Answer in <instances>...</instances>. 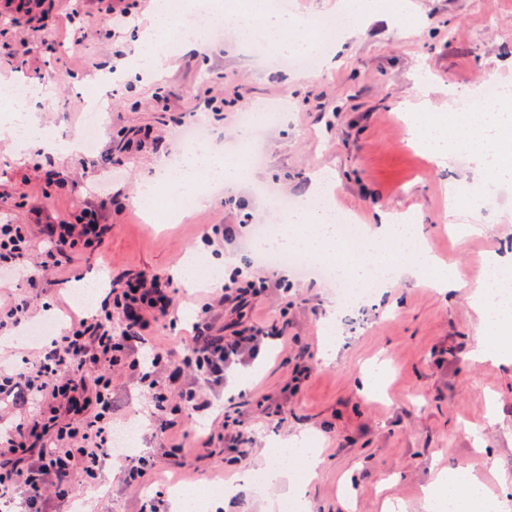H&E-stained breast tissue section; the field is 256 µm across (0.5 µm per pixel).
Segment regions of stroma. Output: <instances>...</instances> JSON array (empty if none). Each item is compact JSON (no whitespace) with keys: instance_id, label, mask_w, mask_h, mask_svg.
Returning <instances> with one entry per match:
<instances>
[{"instance_id":"stroma-1","label":"stroma","mask_w":512,"mask_h":512,"mask_svg":"<svg viewBox=\"0 0 512 512\" xmlns=\"http://www.w3.org/2000/svg\"><path fill=\"white\" fill-rule=\"evenodd\" d=\"M133 18L106 31L96 0H53L44 21L0 16V76L35 87L55 71L57 83L37 102L43 128L71 139L80 135L90 104L107 109L109 123L99 134L100 152L35 155L0 141V219L32 228L36 249H44L46 223L72 220L84 205L98 208L111 224L104 245L79 250L63 260L61 277L42 279L35 300L44 321L62 332L83 309L72 287L95 275L102 284L138 272L170 277L182 256L206 264L230 259L256 276L278 279L277 269L254 257L245 226L269 213L257 186L281 196L302 195L312 175L334 177L338 209L361 219L377 212L408 214L421 225L429 252L449 265L457 288L442 293L432 271L400 278L373 293L353 310L335 309L336 296L317 278L289 272L288 291L253 299L246 316L257 323L285 324L287 349L270 347L244 367L245 392L234 383H204L213 403L210 424L185 413L189 431L183 468L161 460L150 487L126 483L131 459L105 456L96 488L72 483L66 500L50 499L45 512H140L160 493L161 512H175V489L193 483H238L223 512H265L281 493L255 491L246 477L270 445L303 432L319 449L321 464L309 487L311 512H381L384 499L404 512H424L421 488L435 471L474 469L492 488L512 484V366L475 364L468 353L478 319L469 283L494 256L512 252V178L500 180V203L470 211L461 236L448 222V194L469 202L481 187L470 155L457 152L439 160L412 138L409 123L419 103L435 113L455 110L459 97L480 89L486 74L512 87V0H408L412 25L403 26L370 12L355 16L356 37L340 39L333 63L315 75L269 67L261 45L240 47L230 36L209 38L204 51L181 48L164 60L150 80L132 77L107 86L96 102L84 91L97 87L111 64H128L140 31L154 23L151 0H129ZM85 35L69 51L53 54L44 31L58 28L71 40L73 27ZM169 102H156L158 88ZM277 108L279 121L263 136L264 160L241 184L224 188L211 207L183 214L175 224H150L135 200L138 183L150 176L160 154L182 152L181 125L205 117L215 155L239 150L245 131L243 108ZM148 130L142 149L123 151L133 132ZM215 224H239L235 241L207 245ZM177 326L156 324V343L180 357L191 339L198 298L206 284L184 287L174 281ZM335 316L345 342L334 362L319 349L328 316ZM304 353L311 375L294 395L286 382ZM142 384L112 380V422H137L138 453H155L157 420ZM238 415L258 441L234 456L229 440L209 447L202 434L224 430L225 415Z\"/></svg>"}]
</instances>
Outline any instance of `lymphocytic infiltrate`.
<instances>
[{
  "mask_svg": "<svg viewBox=\"0 0 512 512\" xmlns=\"http://www.w3.org/2000/svg\"><path fill=\"white\" fill-rule=\"evenodd\" d=\"M109 231L97 212L81 210L73 221L52 225L51 246L35 265L28 225L0 224V269L12 271L29 263L27 282L37 285L39 269L58 266L59 256L74 250L99 249ZM268 288L266 280L234 269L222 293L202 303L193 343L180 362L155 351L152 367L159 377L149 383L148 395L163 414L161 448L158 457L139 458L128 469L129 484L148 483L158 459L175 463L182 459V412L209 407L196 380L223 382L234 365L257 357L267 339L283 338L284 329L252 323L227 336L209 333L215 307L243 314L253 297ZM173 308L174 297L160 276L142 272L118 278L98 313L72 320L62 335L33 348L21 364L0 368V396L22 393L38 407L0 434V494L18 496L21 512H43L47 493L64 495L72 478L88 483L97 479L100 459L112 442V374L141 375L137 347L145 343L152 325L171 315ZM112 319L123 323L121 332L106 328V321ZM173 394L180 399L174 407L168 404Z\"/></svg>",
  "mask_w": 512,
  "mask_h": 512,
  "instance_id": "obj_1",
  "label": "lymphocytic infiltrate"
}]
</instances>
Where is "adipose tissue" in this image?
Masks as SVG:
<instances>
[{
	"instance_id": "adipose-tissue-1",
	"label": "adipose tissue",
	"mask_w": 512,
	"mask_h": 512,
	"mask_svg": "<svg viewBox=\"0 0 512 512\" xmlns=\"http://www.w3.org/2000/svg\"><path fill=\"white\" fill-rule=\"evenodd\" d=\"M214 9L224 10V28L243 45L261 43L269 55L306 51L316 45L297 16L265 10L260 0L245 9H223L214 0ZM426 148L438 159L449 151L461 150L479 163L486 184L512 175V114L498 108L475 112H452L447 118L431 120L419 131ZM23 139L27 149L51 152L53 143L43 138L34 113L19 114L0 123V139ZM157 179H164L175 195H192L199 208H208L211 196L198 193L201 175L232 186L242 180L234 159H216L211 148L202 147L182 154L175 162L157 161ZM266 249L290 251L308 259L335 265L339 278L361 283L373 278L390 282L398 276L416 277L430 262L418 225L399 223L396 216L377 215L359 241H340L336 227L327 217L298 205L280 233L266 241ZM512 286V260H494L470 283L471 299L481 316V334L471 357L475 362L512 365V299L503 288ZM287 460L269 457L263 462L270 484L286 483V498L299 512H309L308 485L319 459L316 449L307 447L304 436L286 442ZM427 512L447 507L448 512H499V503L486 485L468 469L439 472L423 490Z\"/></svg>"
}]
</instances>
